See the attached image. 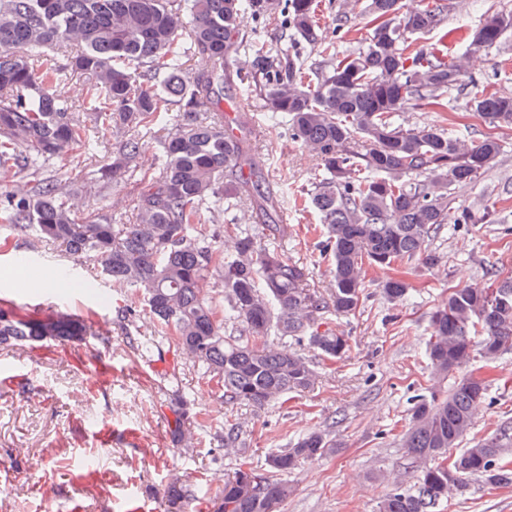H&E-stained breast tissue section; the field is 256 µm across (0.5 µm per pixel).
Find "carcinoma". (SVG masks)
Returning a JSON list of instances; mask_svg holds the SVG:
<instances>
[{
	"instance_id": "1",
	"label": "carcinoma",
	"mask_w": 512,
	"mask_h": 512,
	"mask_svg": "<svg viewBox=\"0 0 512 512\" xmlns=\"http://www.w3.org/2000/svg\"><path fill=\"white\" fill-rule=\"evenodd\" d=\"M358 0H336L338 30L351 23ZM320 0H0V173L38 171L69 148L92 145L103 133L116 145L101 177L117 184L135 167L139 142L155 126L173 124L162 142L158 170L136 184L138 204L123 215L82 217L72 210L62 181L26 182L10 194L6 220L46 243L59 242L94 258L116 288L134 290L178 348L216 382L232 405L262 408L290 392L313 387L318 375L298 351L271 347L275 340L307 342L336 361L348 338L327 327L325 314L356 312L364 272L420 259L430 269L440 257L430 249L439 234L462 224H498V196L449 211V188L476 182L508 152L509 143L484 134L463 140L442 126L416 128L402 113L448 99L475 85L480 48L512 37V13L496 12L468 37V48L443 50L444 24L453 5L424 0L409 10L403 0H366L370 32L347 52L319 38ZM259 25L279 24L266 46L240 28L242 12ZM434 30L442 42L412 49ZM65 49L63 61L48 55ZM208 54L212 70L189 75L190 50ZM248 56V99L263 102L268 119L315 158L318 173L308 204L325 228L323 251L332 262L333 287L321 296L308 287L304 268L278 251L288 237L277 199L261 190L262 172L251 144L246 113L235 115L236 134L224 123V87L234 82V62ZM73 76L89 81L86 112L57 99L51 85ZM466 110L490 128H512V93H469ZM247 201L256 208L259 233L225 223L233 251L213 246L201 215L213 222ZM224 289V314L204 284ZM487 289H457L434 312L426 353L440 385L474 351L495 360L512 349V280ZM381 293L404 300L408 284L389 278ZM86 325L74 316H43L0 307V346L47 340L80 341ZM486 381L463 377L447 394L432 392L414 406L403 447L416 464L415 484H395L378 512H433L472 483L512 484L503 462L512 430L459 447L474 426V405ZM175 439L185 436L189 402L173 398ZM237 422L224 423L220 441L241 444ZM336 442L316 429L270 455L267 469L239 465L224 481L216 512H280L292 493L288 473L333 451ZM189 506L201 489L172 486Z\"/></svg>"
}]
</instances>
